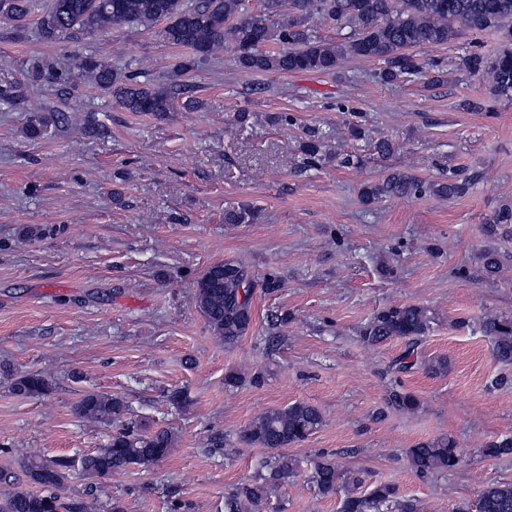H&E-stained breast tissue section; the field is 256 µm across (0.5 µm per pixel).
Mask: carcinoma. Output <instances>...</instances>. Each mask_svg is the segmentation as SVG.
I'll list each match as a JSON object with an SVG mask.
<instances>
[{
    "label": "carcinoma",
    "mask_w": 512,
    "mask_h": 512,
    "mask_svg": "<svg viewBox=\"0 0 512 512\" xmlns=\"http://www.w3.org/2000/svg\"><path fill=\"white\" fill-rule=\"evenodd\" d=\"M31 13V0H0V20L17 28L25 27ZM321 23L337 29H350L342 41L319 34L311 24ZM121 23L148 29L159 28L160 38L171 45L190 50L179 65L178 73L192 71L202 59L212 58L228 49L236 67L245 74L318 73L334 74L342 61L350 58L381 63L376 77L384 83L400 78H425L438 82L444 74L441 59L422 61L416 50L439 48L466 32L501 34L502 45L493 56L474 50L459 57L460 70L489 79L496 95H512V0H50L37 21V31L46 42L63 38L89 37ZM98 90L108 94L128 112L160 116L172 110L175 92L164 86L142 83L136 76L93 56L79 60ZM32 83L51 80L66 83L67 73L58 64L45 59L28 71ZM49 120L34 113L25 132L30 138L47 134ZM325 133L311 131L300 148L304 165L316 166L322 160ZM472 186V178L456 171L446 180L426 181L404 172L393 171L382 182L365 185L360 196L371 204L383 197L433 194L459 197ZM256 210L249 204L225 210L224 223L250 224ZM481 271L490 280L499 276L500 259L494 250L480 255ZM256 281L240 261H221L207 267L195 282L196 305L212 333L227 347L237 345L253 326L252 298ZM288 322L286 314L268 317L266 346L278 341L276 329ZM432 316L424 306L409 304L385 307L377 311L361 330L367 347L388 341H405L404 352L394 361L398 372L420 364L432 374L448 371L447 359L424 358L419 352L421 338L430 330ZM493 343V354L501 362L512 363V318L487 316L480 326ZM11 390L18 396H38L50 392L49 380L40 372L21 375L7 373ZM397 407L413 412L417 398L394 391ZM77 416L103 424L122 418L128 404L119 397L96 392L86 393L75 406ZM323 424L321 410L308 402L297 401L283 408L267 410L254 418L239 433V441L279 451L271 460L258 462L269 470L262 482L241 484L224 497V512H245L260 508L268 499L269 486L293 477L297 461L282 449L308 439ZM172 435L166 430L142 433L133 425L112 434L106 447L81 461L88 479H104L141 468L148 470L169 455ZM490 458H512V436L488 442L482 449ZM406 457L415 475L426 480L460 464L455 440L437 437L406 449ZM20 464L27 481L38 490H15L0 499V512H98L96 499H67L60 490L70 477L72 462L66 457L49 458L35 451L22 455ZM313 482L322 497H340L339 512H421V504L397 496L396 488L376 483L366 491L361 481L347 477L334 459L319 454L312 461ZM451 512H512V482L484 485L475 500L453 505Z\"/></svg>",
    "instance_id": "cac0c4a2"
}]
</instances>
